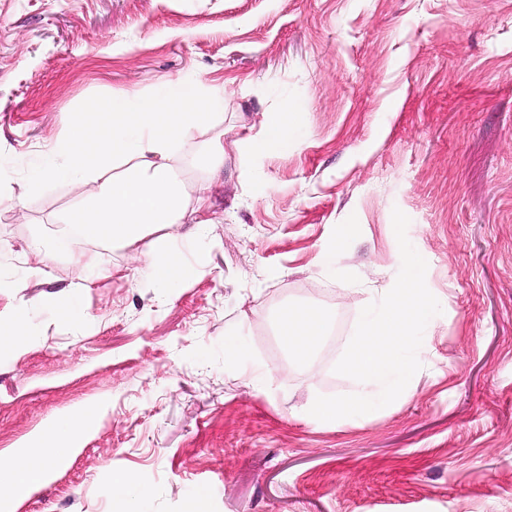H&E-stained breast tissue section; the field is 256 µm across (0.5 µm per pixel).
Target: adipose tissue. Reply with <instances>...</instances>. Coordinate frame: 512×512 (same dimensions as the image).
I'll return each instance as SVG.
<instances>
[{
    "label": "adipose tissue",
    "mask_w": 512,
    "mask_h": 512,
    "mask_svg": "<svg viewBox=\"0 0 512 512\" xmlns=\"http://www.w3.org/2000/svg\"><path fill=\"white\" fill-rule=\"evenodd\" d=\"M162 87L159 93L88 103L45 150L42 169L23 188L33 190L57 176L86 186V198L62 219L71 240L146 242L143 268L165 286L196 274L164 230L208 202L205 191L190 192L178 169L189 163L212 174L224 165V89L192 77L166 80ZM279 328L283 346L309 370L331 319L317 306L287 307L279 314ZM100 413L91 404L56 420L47 453L16 448L0 456V512H14L33 486L66 466Z\"/></svg>",
    "instance_id": "1"
}]
</instances>
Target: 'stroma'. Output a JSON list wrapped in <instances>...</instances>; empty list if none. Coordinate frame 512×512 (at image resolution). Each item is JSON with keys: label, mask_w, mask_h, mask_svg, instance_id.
<instances>
[{"label": "stroma", "mask_w": 512, "mask_h": 512, "mask_svg": "<svg viewBox=\"0 0 512 512\" xmlns=\"http://www.w3.org/2000/svg\"><path fill=\"white\" fill-rule=\"evenodd\" d=\"M185 76L223 87L231 140L209 208L170 230L188 284L137 276L135 244L39 258L79 188L21 212L0 191V336L22 338L0 348V452L102 407L15 512H112L116 472L127 512H512V0H0V171L26 178L91 100ZM285 110L286 143L235 149ZM396 208L442 307L431 352L391 405L304 422L362 389L334 366L396 279ZM307 302L333 319L310 374L277 325Z\"/></svg>", "instance_id": "obj_1"}]
</instances>
